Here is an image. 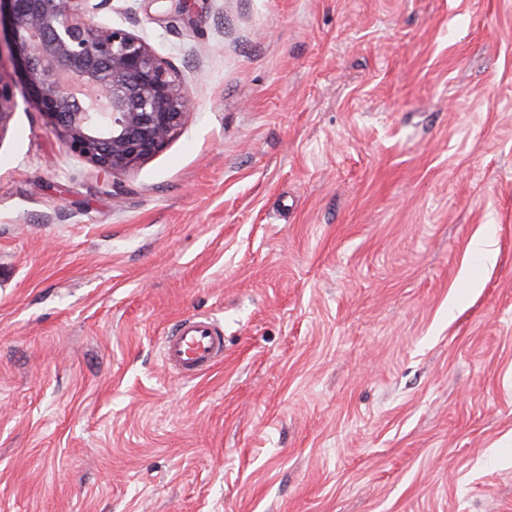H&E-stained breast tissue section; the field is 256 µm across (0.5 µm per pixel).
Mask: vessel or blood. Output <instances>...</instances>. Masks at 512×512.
<instances>
[{
    "label": "vessel or blood",
    "instance_id": "vessel-or-blood-1",
    "mask_svg": "<svg viewBox=\"0 0 512 512\" xmlns=\"http://www.w3.org/2000/svg\"><path fill=\"white\" fill-rule=\"evenodd\" d=\"M163 357L180 377L197 376L223 359L224 338L210 318H183L165 336Z\"/></svg>",
    "mask_w": 512,
    "mask_h": 512
}]
</instances>
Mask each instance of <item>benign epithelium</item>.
<instances>
[{
	"label": "benign epithelium",
	"instance_id": "7a95c632",
	"mask_svg": "<svg viewBox=\"0 0 512 512\" xmlns=\"http://www.w3.org/2000/svg\"><path fill=\"white\" fill-rule=\"evenodd\" d=\"M112 0H0L17 79L0 74V133L18 107L63 131L67 149L109 175L158 153L193 112L174 67L140 35L103 24Z\"/></svg>",
	"mask_w": 512,
	"mask_h": 512
}]
</instances>
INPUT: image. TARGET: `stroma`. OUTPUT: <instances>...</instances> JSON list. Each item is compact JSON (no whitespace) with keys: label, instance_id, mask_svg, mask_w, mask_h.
I'll use <instances>...</instances> for the list:
<instances>
[{"label":"stroma","instance_id":"obj_1","mask_svg":"<svg viewBox=\"0 0 512 512\" xmlns=\"http://www.w3.org/2000/svg\"><path fill=\"white\" fill-rule=\"evenodd\" d=\"M97 19L196 107L117 177L0 134V512H512V0ZM163 357L180 377L199 376L224 358V336L210 318L180 319L164 337Z\"/></svg>","mask_w":512,"mask_h":512}]
</instances>
